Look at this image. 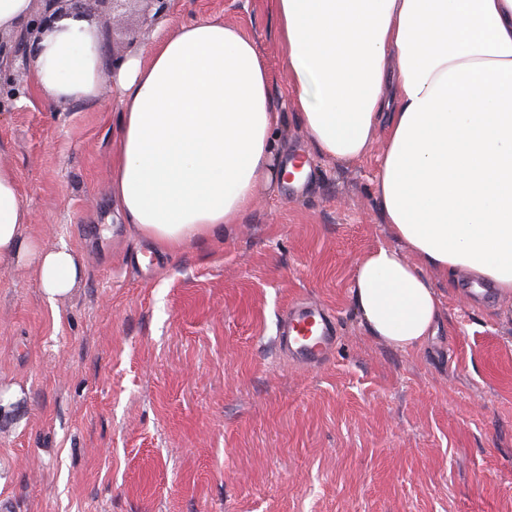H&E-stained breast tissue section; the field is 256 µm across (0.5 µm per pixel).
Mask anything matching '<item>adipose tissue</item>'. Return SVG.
Here are the masks:
<instances>
[{
  "instance_id": "ef3b65f1",
  "label": "adipose tissue",
  "mask_w": 512,
  "mask_h": 512,
  "mask_svg": "<svg viewBox=\"0 0 512 512\" xmlns=\"http://www.w3.org/2000/svg\"><path fill=\"white\" fill-rule=\"evenodd\" d=\"M291 76L277 98L253 41L209 19L182 23L122 63L112 193L140 235L180 247L239 223L272 181L292 112L318 152L385 148L374 193L402 248L356 266L351 300L370 334L406 352L439 303L425 269L465 273L512 298V0H269ZM94 21L68 16L37 40L36 89L57 104L98 98ZM31 214L0 163V264L34 266L49 301L83 270L65 245L25 238Z\"/></svg>"
}]
</instances>
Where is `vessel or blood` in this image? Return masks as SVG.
<instances>
[{"label": "vessel or blood", "instance_id": "b4317fda", "mask_svg": "<svg viewBox=\"0 0 512 512\" xmlns=\"http://www.w3.org/2000/svg\"><path fill=\"white\" fill-rule=\"evenodd\" d=\"M281 348L304 363H316L336 346V321L318 304L292 309L278 325Z\"/></svg>", "mask_w": 512, "mask_h": 512}]
</instances>
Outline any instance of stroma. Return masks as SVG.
<instances>
[{
  "label": "stroma",
  "instance_id": "stroma-1",
  "mask_svg": "<svg viewBox=\"0 0 512 512\" xmlns=\"http://www.w3.org/2000/svg\"><path fill=\"white\" fill-rule=\"evenodd\" d=\"M199 18L251 38L287 94L268 0L95 16L104 69ZM119 127L111 84L57 105L0 53V162L31 213L24 233L84 267L51 303L33 267L0 266V389H19L0 412L10 512H512V302L427 270L434 333L401 352L350 299L357 262L395 242L373 193L384 134L338 163L286 117L304 185H259L240 223L171 248L131 229L112 195ZM298 302L338 320L315 365L277 345Z\"/></svg>",
  "mask_w": 512,
  "mask_h": 512
}]
</instances>
